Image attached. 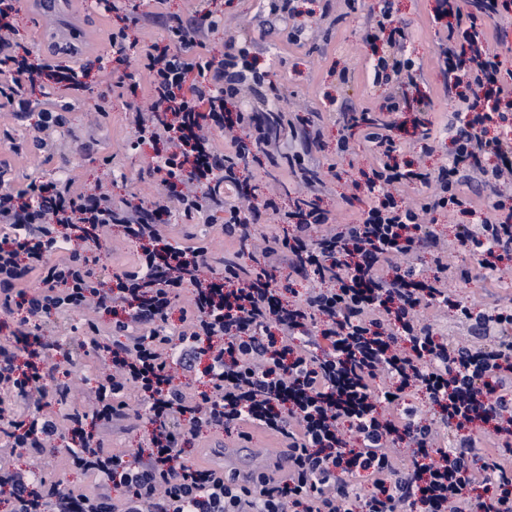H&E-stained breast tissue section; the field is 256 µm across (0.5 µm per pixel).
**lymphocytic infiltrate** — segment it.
Listing matches in <instances>:
<instances>
[{
    "instance_id": "lymphocytic-infiltrate-1",
    "label": "lymphocytic infiltrate",
    "mask_w": 512,
    "mask_h": 512,
    "mask_svg": "<svg viewBox=\"0 0 512 512\" xmlns=\"http://www.w3.org/2000/svg\"><path fill=\"white\" fill-rule=\"evenodd\" d=\"M17 2L0 0V99L16 116L36 112L28 139L42 149L80 102L89 72L21 50ZM472 6L475 21H464L454 0H438L433 15L448 32L441 51L454 132L447 165L431 171L399 162L394 137L371 112L348 114L378 152L358 181L367 213L332 228L317 199L298 198L284 214L289 231L272 234L252 264L214 263L206 244H174L160 231L176 214L223 219L243 252L251 237L238 200L255 190L234 169L266 149L278 115L264 101L241 102L243 85L266 78L249 48L227 45L218 60L201 54L216 26L212 12L172 19L167 45L145 55L153 95L132 114L130 147L155 146L151 172L161 201L78 193L68 179L16 190L0 168V390L11 394L0 398V446L31 449L38 460L66 454L75 470L99 481L95 494H78L1 455L0 495L11 512H512V307L485 312L452 297L447 282L469 273L443 261L430 275L397 262L437 246L419 210L395 195L399 185L423 188L424 209L472 216L457 238L485 275L512 262V206L500 189L512 174V133L502 127L512 93L497 87L501 63L484 48L482 24L496 20L498 34H507L512 0ZM367 37L382 44L373 82L399 84L382 111L423 103L420 65L403 51L407 27L393 5L378 10ZM43 78L68 90L69 101L37 108L31 95ZM240 126L254 128L253 141L232 139L227 154L214 149L213 134ZM465 173L487 189L484 208L464 195ZM114 225L137 255L132 268L106 280L97 257L79 247L101 245ZM284 266L314 282L289 305L276 276ZM187 287V306L174 308ZM437 304L483 329L491 343L460 347L438 336L418 317ZM87 310L111 315V338L92 320L67 348L41 336L60 315ZM88 347L108 361L93 410H72L60 424L46 410L67 402L56 373ZM131 389L139 395L134 409L126 401ZM429 408L455 430L447 447L436 444ZM130 416L148 428L147 454L131 460L97 435ZM205 429L243 442L255 429L276 434L288 454L243 486L225 477L223 462L202 465L186 453ZM477 464L489 474L488 492L472 496L465 487ZM365 479L373 489L363 496ZM115 488L121 500L113 499Z\"/></svg>"
}]
</instances>
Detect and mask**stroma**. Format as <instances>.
<instances>
[{"instance_id": "35a3bbf8", "label": "stroma", "mask_w": 512, "mask_h": 512, "mask_svg": "<svg viewBox=\"0 0 512 512\" xmlns=\"http://www.w3.org/2000/svg\"><path fill=\"white\" fill-rule=\"evenodd\" d=\"M373 0H297L294 20L282 19L271 10V0H122L124 18L104 11L95 0H72L69 25L83 37L82 49L73 54L46 49L40 38L39 23L26 10L17 14V31L34 54L60 66L83 65L95 76L82 101L67 112L65 135L52 150L37 149L27 140L28 121L15 116L12 108L0 104V131H9L20 141L19 151L0 143V167L11 170L14 187H25L30 179L44 182L68 173L75 189L93 192L98 187L131 200L153 201L159 187L147 176L152 161L151 149L128 150L132 137L128 125L129 111L147 109L150 104L148 76H141L137 96L121 94L111 85L113 31L125 26V18L136 19L129 34L134 42L129 51L131 65H138L150 46L166 35L169 17L192 19L196 12L210 9L221 22L206 40V51L219 56L228 37L249 44L261 63L271 71L277 87L272 104L279 109V123L272 134L279 143L293 144L291 127L300 118L317 123L323 132L321 144L306 156V164L326 176L320 205L330 218L341 224L355 222L367 207L366 198H354L343 205L342 198L352 195V180L359 170L368 168L373 155L362 135L351 140V154L336 152V140L343 126V115L360 111L364 106L379 107L395 93L392 84H372L369 78L371 51L365 40ZM435 0H394L395 11L409 32L405 52L422 66L429 101L426 118L438 145L432 154L420 155L413 138L403 140V159L433 169L446 162L452 133L448 129L450 104L444 91V74L440 67V45L445 35L434 27L430 16ZM296 23L304 30L300 41L287 42L285 29ZM348 80H341V71ZM240 178L276 193L281 207H288L303 188L300 168L273 166L268 161H253L242 169ZM467 216L436 212L426 217L430 232L443 245L449 262L467 268L469 281L454 284L453 289L477 308L491 310L512 306V278L497 280L484 276L475 256L460 249L455 234L457 225L467 223ZM104 361L98 352L84 355L78 367H61L57 378L68 384L67 406L52 405L57 416L68 408L90 410L95 389V373Z\"/></svg>"}]
</instances>
